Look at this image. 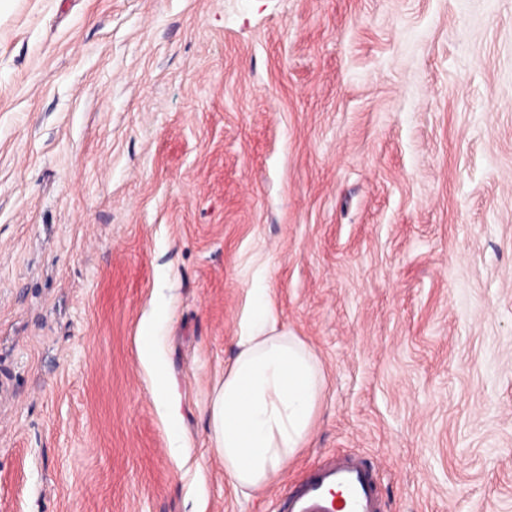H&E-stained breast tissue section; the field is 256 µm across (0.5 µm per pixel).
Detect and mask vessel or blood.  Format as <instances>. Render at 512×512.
Returning a JSON list of instances; mask_svg holds the SVG:
<instances>
[{"label": "vessel or blood", "instance_id": "vessel-or-blood-1", "mask_svg": "<svg viewBox=\"0 0 512 512\" xmlns=\"http://www.w3.org/2000/svg\"><path fill=\"white\" fill-rule=\"evenodd\" d=\"M284 512H383L375 469L355 454L320 463L289 493Z\"/></svg>", "mask_w": 512, "mask_h": 512}]
</instances>
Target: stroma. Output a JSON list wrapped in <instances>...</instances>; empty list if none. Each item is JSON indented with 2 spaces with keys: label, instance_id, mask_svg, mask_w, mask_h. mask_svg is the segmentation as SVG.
<instances>
[{
  "label": "stroma",
  "instance_id": "obj_1",
  "mask_svg": "<svg viewBox=\"0 0 512 512\" xmlns=\"http://www.w3.org/2000/svg\"><path fill=\"white\" fill-rule=\"evenodd\" d=\"M257 279L325 378L258 494L208 431ZM342 453L512 512V0H0V512H281ZM139 357L145 363L154 365L153 376L156 385L155 396L163 399L164 398V386L163 379L164 375L161 368L156 360L154 348H153V336H148L147 333L140 335V346H139Z\"/></svg>",
  "mask_w": 512,
  "mask_h": 512
}]
</instances>
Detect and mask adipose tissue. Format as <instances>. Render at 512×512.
<instances>
[{"label": "adipose tissue", "instance_id": "adipose-tissue-1", "mask_svg": "<svg viewBox=\"0 0 512 512\" xmlns=\"http://www.w3.org/2000/svg\"><path fill=\"white\" fill-rule=\"evenodd\" d=\"M240 329L210 404L209 435L230 484L259 492L306 447L324 377L306 343L277 330L268 289H246Z\"/></svg>", "mask_w": 512, "mask_h": 512}]
</instances>
